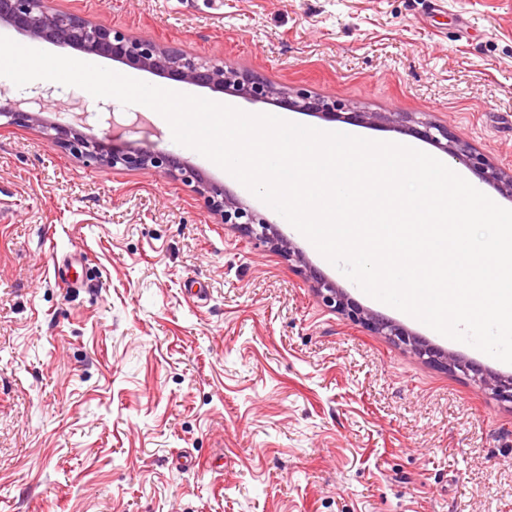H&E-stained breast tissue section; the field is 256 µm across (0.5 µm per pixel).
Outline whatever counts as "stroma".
<instances>
[{
    "mask_svg": "<svg viewBox=\"0 0 512 512\" xmlns=\"http://www.w3.org/2000/svg\"><path fill=\"white\" fill-rule=\"evenodd\" d=\"M369 112L433 120L512 170V0H45ZM199 96L324 131L273 104ZM79 131L178 154L277 224L362 307L512 376L372 299L151 108ZM0 512H512V403L323 306L294 262L196 182L99 166L0 124Z\"/></svg>",
    "mask_w": 512,
    "mask_h": 512,
    "instance_id": "obj_1",
    "label": "stroma"
}]
</instances>
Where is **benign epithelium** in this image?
<instances>
[{
	"instance_id": "1",
	"label": "benign epithelium",
	"mask_w": 512,
	"mask_h": 512,
	"mask_svg": "<svg viewBox=\"0 0 512 512\" xmlns=\"http://www.w3.org/2000/svg\"><path fill=\"white\" fill-rule=\"evenodd\" d=\"M0 26L9 27L36 41L72 47L88 55L111 59L129 68L146 71L187 86L208 88L251 102L266 103L275 100L285 110L308 112L331 121L336 120L346 110L351 119L360 124H392L407 129L440 148L455 162L468 166L482 181L512 198L511 172L495 166L469 143L457 138L448 128L432 121L414 120L402 112L359 111L345 103L313 96L302 89L278 88L258 73L227 68L222 61L206 60L153 39L130 36L108 25L90 21L75 12L50 11L44 6V0H0ZM53 92L52 87H40L32 97L0 99V118H7L10 124L40 127L51 145L59 146L89 163L114 168L121 165L172 177L192 178L198 184L204 206L219 215L222 223L242 228L250 239L269 244L288 254L301 266H306L302 253L278 234L270 221L222 185L201 178L176 156L147 150L129 152L111 148L101 140L84 136L71 124L46 121L43 117L45 101ZM307 279L315 296L325 306L404 344L422 359L439 362L450 370L473 373L483 390L512 402L511 376L489 373L456 355L433 348L390 319L360 307L343 289L312 270L308 271Z\"/></svg>"
}]
</instances>
